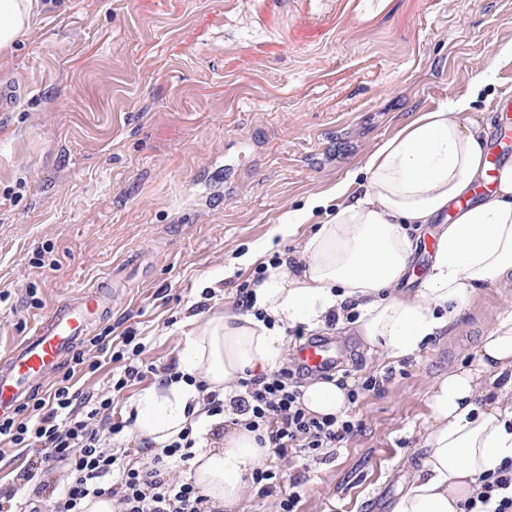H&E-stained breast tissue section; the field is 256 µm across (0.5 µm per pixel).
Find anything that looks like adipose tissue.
Returning <instances> with one entry per match:
<instances>
[{"label":"adipose tissue","mask_w":512,"mask_h":512,"mask_svg":"<svg viewBox=\"0 0 512 512\" xmlns=\"http://www.w3.org/2000/svg\"><path fill=\"white\" fill-rule=\"evenodd\" d=\"M37 0H0V52L10 51L36 20ZM461 98L419 114L367 159L362 195L347 183L334 191L336 210L303 248L301 274L275 268L256 285L254 309L215 314L187 337L177 358L181 381L153 386L134 399L133 432L155 449L186 428L214 424L198 383L224 392L246 373L270 371L282 354L286 328L324 325L329 314L351 319L369 352L395 361L435 339L471 301L477 288L512 280V162L494 187L458 210L441 232L430 271L413 295L400 293L415 232L473 193L487 171L483 124ZM497 382V394L481 384ZM313 414L340 415L346 391L316 381L303 390ZM423 458L390 512H464L480 490V475L512 460V312L481 336L468 367L435 384ZM268 456L255 433L226 432L220 446L199 449L190 476L217 512L239 502L243 478Z\"/></svg>","instance_id":"adipose-tissue-1"}]
</instances>
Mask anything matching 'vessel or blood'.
Segmentation results:
<instances>
[{"instance_id":"b4317fda","label":"vessel or blood","mask_w":512,"mask_h":512,"mask_svg":"<svg viewBox=\"0 0 512 512\" xmlns=\"http://www.w3.org/2000/svg\"><path fill=\"white\" fill-rule=\"evenodd\" d=\"M107 309L108 297L100 283L84 291L81 297L62 302L39 320L33 336L0 357V414L13 411L53 373ZM296 357L313 372L336 362L333 345L320 338L302 343Z\"/></svg>"}]
</instances>
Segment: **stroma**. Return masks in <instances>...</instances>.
Returning a JSON list of instances; mask_svg holds the SVG:
<instances>
[{"label":"stroma","instance_id":"1","mask_svg":"<svg viewBox=\"0 0 512 512\" xmlns=\"http://www.w3.org/2000/svg\"><path fill=\"white\" fill-rule=\"evenodd\" d=\"M39 13L0 56V85L21 90L0 112V354L115 269L92 335L134 332L144 360L170 362L190 317L237 312L238 286L300 258L327 218L315 209L284 236L285 213L484 72L472 116L493 125L494 100L512 98L499 56L512 0H44ZM509 310L512 283L479 288L442 336L393 363L331 328L347 383L393 377L352 405L364 429L337 454L268 458L287 480L308 466L301 512H389L437 379Z\"/></svg>","mask_w":512,"mask_h":512}]
</instances>
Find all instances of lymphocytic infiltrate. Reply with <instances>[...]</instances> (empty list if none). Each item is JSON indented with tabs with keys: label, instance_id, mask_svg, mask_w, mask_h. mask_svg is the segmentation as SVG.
I'll return each instance as SVG.
<instances>
[{
	"label": "lymphocytic infiltrate",
	"instance_id": "f902f5d3",
	"mask_svg": "<svg viewBox=\"0 0 512 512\" xmlns=\"http://www.w3.org/2000/svg\"><path fill=\"white\" fill-rule=\"evenodd\" d=\"M144 347L133 337L113 350L105 336L89 339L85 349L76 351L71 371L50 384L42 397H33L15 412L0 416V443L31 450L22 487L0 490V512H42L40 497L49 494V512H82V501L90 496H112L118 512H207L209 500L187 477L173 476L174 464L190 460L202 447V436L183 431L162 451L143 444V461L133 467L126 463V449L112 445L126 421L112 418V393L124 390L146 375L161 381L179 379L175 363L162 366L144 363ZM123 365L113 380L111 394L83 395L72 382L74 373L96 372L104 361ZM301 373L286 367L250 375L238 380L228 395L212 391L202 400L217 422L212 437H221L225 425L254 432L261 446L279 458L292 453L327 455L358 436L364 425L346 415L318 416L301 403ZM229 423H221V416ZM68 467L67 479L58 483L51 475L57 465ZM305 474L294 477L289 490H282L277 471L269 465L256 467L247 479L259 497H276L278 512H298ZM480 491L465 505V512H512V462L479 477Z\"/></svg>",
	"mask_w": 512,
	"mask_h": 512
}]
</instances>
